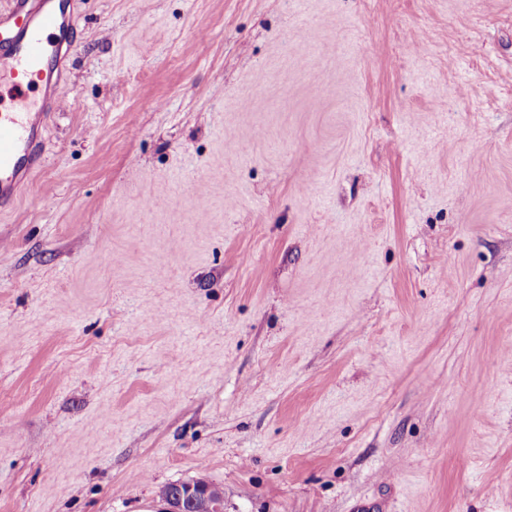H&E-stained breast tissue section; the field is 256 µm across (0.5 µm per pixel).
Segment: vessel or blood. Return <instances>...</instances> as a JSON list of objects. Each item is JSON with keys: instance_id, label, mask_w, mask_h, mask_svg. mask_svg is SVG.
<instances>
[{"instance_id": "b4317fda", "label": "vessel or blood", "mask_w": 512, "mask_h": 512, "mask_svg": "<svg viewBox=\"0 0 512 512\" xmlns=\"http://www.w3.org/2000/svg\"><path fill=\"white\" fill-rule=\"evenodd\" d=\"M74 17L72 0H9L0 10V208L23 194L44 162L45 134L52 112L70 88L62 75L75 49L64 39Z\"/></svg>"}]
</instances>
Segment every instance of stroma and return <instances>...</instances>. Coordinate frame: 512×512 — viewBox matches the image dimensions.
Listing matches in <instances>:
<instances>
[{"mask_svg":"<svg viewBox=\"0 0 512 512\" xmlns=\"http://www.w3.org/2000/svg\"><path fill=\"white\" fill-rule=\"evenodd\" d=\"M75 2L0 512H512V0ZM208 487L209 484L202 480L184 482L182 493L190 498L203 499V512H223L224 500L222 498L210 499L208 497Z\"/></svg>","mask_w":512,"mask_h":512,"instance_id":"obj_1","label":"stroma"}]
</instances>
